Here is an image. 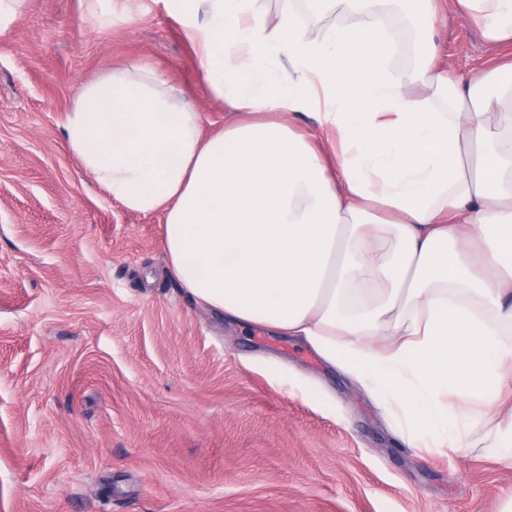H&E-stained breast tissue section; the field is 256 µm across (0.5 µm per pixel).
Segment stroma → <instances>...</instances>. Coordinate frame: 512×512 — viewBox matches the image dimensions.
Segmentation results:
<instances>
[{"label": "stroma", "instance_id": "35a3bbf8", "mask_svg": "<svg viewBox=\"0 0 512 512\" xmlns=\"http://www.w3.org/2000/svg\"><path fill=\"white\" fill-rule=\"evenodd\" d=\"M437 63L512 57L440 0ZM147 67L233 115L166 0H26L0 25V512H512L501 407L449 396L470 447H408L395 411L311 346L240 332L168 272L164 217L69 151L85 84Z\"/></svg>", "mask_w": 512, "mask_h": 512}]
</instances>
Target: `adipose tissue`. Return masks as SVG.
<instances>
[{
  "instance_id": "1",
  "label": "adipose tissue",
  "mask_w": 512,
  "mask_h": 512,
  "mask_svg": "<svg viewBox=\"0 0 512 512\" xmlns=\"http://www.w3.org/2000/svg\"><path fill=\"white\" fill-rule=\"evenodd\" d=\"M204 2L201 64L233 120L202 135L190 93L110 70L68 112L69 150L163 214L170 273L227 323L303 337L398 409L411 447L463 449L446 396L493 406L512 357V63L451 73L430 44L395 78L371 0H318L359 18L320 41L294 0L273 25L257 0ZM448 2L512 44V0Z\"/></svg>"
}]
</instances>
